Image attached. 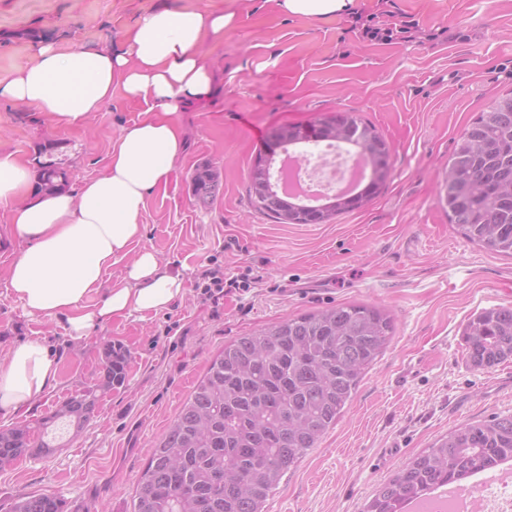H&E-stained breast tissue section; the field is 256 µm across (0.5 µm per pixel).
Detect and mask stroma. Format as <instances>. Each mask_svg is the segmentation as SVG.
<instances>
[{
    "label": "stroma",
    "mask_w": 512,
    "mask_h": 512,
    "mask_svg": "<svg viewBox=\"0 0 512 512\" xmlns=\"http://www.w3.org/2000/svg\"><path fill=\"white\" fill-rule=\"evenodd\" d=\"M164 5L230 13L220 41L200 51L223 84L180 107L186 148L166 187L152 190L134 250L149 248L179 271L185 292L165 311L113 319L82 338L63 317L28 316L7 287L21 243L0 204V346L46 342L60 360L54 388L32 409L0 414V429L29 427L76 392L101 382L106 345L129 350L123 385L100 394L92 421L60 447L0 469V512L21 493L55 494L68 512H130L154 443L225 343L286 318L340 304L385 308L390 346L353 403L264 503V512H360L412 457L466 423L512 414V359L473 369L462 332L483 309L512 305V258L477 245L448 222L442 197L448 158L463 129L495 97L512 92V0H395L423 27L452 38L371 44L342 36L337 20L289 15L279 0H0V82L44 42L121 50L142 15ZM143 101L115 90L82 123L63 126L0 99V151L23 162L59 145L71 183L101 174L122 127ZM353 110L384 137L391 170L364 208L331 224H277L250 206L246 187L272 130ZM218 169L223 192L197 203V166ZM246 274L248 291L220 302L195 288L209 263Z\"/></svg>",
    "instance_id": "stroma-1"
}]
</instances>
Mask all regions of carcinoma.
Returning <instances> with one entry per match:
<instances>
[{"mask_svg":"<svg viewBox=\"0 0 512 512\" xmlns=\"http://www.w3.org/2000/svg\"><path fill=\"white\" fill-rule=\"evenodd\" d=\"M322 141L355 147L367 158L370 201L385 185L390 152L376 129L354 111H338L312 125L283 124L268 145L303 147ZM57 145L38 151L36 188L67 189L69 175L54 160ZM266 155L254 161L247 186L253 208L282 224H327L352 210L338 198L311 204L277 190ZM192 193L206 205L222 189L220 174L203 164L191 176ZM448 221L468 240L512 257V93L495 98L460 133L448 159ZM391 317L361 304H341L282 320L224 345L153 447L132 512H263L270 492L336 424L353 401L365 372L387 348ZM469 364L480 370L512 358V306L482 310L463 334ZM102 389L121 385L130 354L104 348ZM97 389L71 396L42 419L43 429L66 418L80 431L94 416ZM29 428L0 430V468L31 452ZM512 461V415L460 426L414 457L365 503L363 512H407L429 491L470 480ZM11 512H67L48 494H20Z\"/></svg>","mask_w":512,"mask_h":512,"instance_id":"cac0c4a2","label":"carcinoma"}]
</instances>
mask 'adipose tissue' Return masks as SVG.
I'll use <instances>...</instances> for the list:
<instances>
[{
    "mask_svg": "<svg viewBox=\"0 0 512 512\" xmlns=\"http://www.w3.org/2000/svg\"><path fill=\"white\" fill-rule=\"evenodd\" d=\"M233 14L163 7L136 21L125 50L89 51L42 44L33 59L0 84V98L75 124L112 101L114 86L147 108L112 142L105 170L77 190L46 196L28 181L26 166L0 152V201L24 192L10 225L23 247L8 269L12 295L29 314L65 318L80 338L112 318L167 309L183 281L142 249L122 279L105 286L113 261L141 235L139 219L150 190L166 187L185 149L174 115L179 103L209 98L215 74L199 55L204 38L223 39ZM97 303H90L91 295ZM60 363L42 342L8 348L0 361V412L30 410L56 380Z\"/></svg>",
    "mask_w": 512,
    "mask_h": 512,
    "instance_id": "obj_1",
    "label": "adipose tissue"
}]
</instances>
